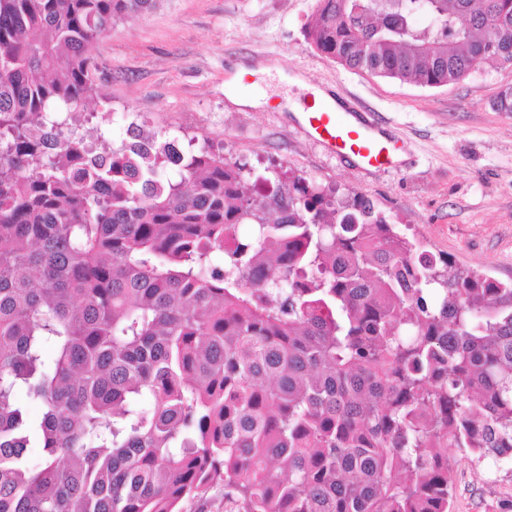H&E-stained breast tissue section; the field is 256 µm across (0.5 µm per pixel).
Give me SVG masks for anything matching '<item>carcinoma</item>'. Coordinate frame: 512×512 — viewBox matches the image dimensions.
<instances>
[{
	"label": "carcinoma",
	"mask_w": 512,
	"mask_h": 512,
	"mask_svg": "<svg viewBox=\"0 0 512 512\" xmlns=\"http://www.w3.org/2000/svg\"><path fill=\"white\" fill-rule=\"evenodd\" d=\"M158 2L0 0V512H451L448 449L512 458V284L355 191L87 142L96 45ZM305 36L440 87L512 64V0H318ZM183 512H224V491H210L202 500H187Z\"/></svg>",
	"instance_id": "carcinoma-1"
}]
</instances>
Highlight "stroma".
Wrapping results in <instances>:
<instances>
[{
	"label": "stroma",
	"mask_w": 512,
	"mask_h": 512,
	"mask_svg": "<svg viewBox=\"0 0 512 512\" xmlns=\"http://www.w3.org/2000/svg\"><path fill=\"white\" fill-rule=\"evenodd\" d=\"M317 0H159L117 20L96 50L97 96L89 132L120 141L129 124L207 146L264 173L288 170L372 200L425 250L512 283V65L478 62L454 83L421 87L342 67L311 46L304 25ZM270 66L243 78L241 111L224 93L237 64ZM301 85L281 82L279 73ZM340 88L406 141L400 171L365 172L307 137L288 106L309 87ZM452 512H512V460L465 458L449 449Z\"/></svg>",
	"instance_id": "stroma-1"
}]
</instances>
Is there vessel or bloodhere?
I'll return each mask as SVG.
<instances>
[{
    "label": "vessel or blood",
    "instance_id": "vessel-or-blood-1",
    "mask_svg": "<svg viewBox=\"0 0 512 512\" xmlns=\"http://www.w3.org/2000/svg\"><path fill=\"white\" fill-rule=\"evenodd\" d=\"M304 125L328 152L347 158L356 168L386 171L399 168V145L367 111L347 101L325 102L305 113Z\"/></svg>",
    "mask_w": 512,
    "mask_h": 512
}]
</instances>
